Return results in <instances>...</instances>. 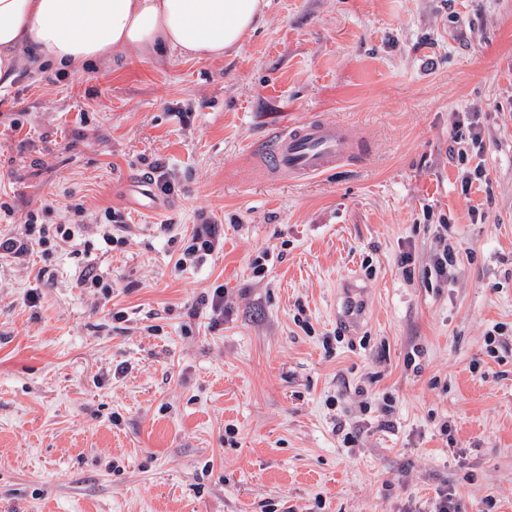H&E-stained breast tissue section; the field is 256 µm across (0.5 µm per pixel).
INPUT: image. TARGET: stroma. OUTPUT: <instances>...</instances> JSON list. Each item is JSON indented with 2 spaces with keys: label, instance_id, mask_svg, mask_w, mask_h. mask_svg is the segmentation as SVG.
<instances>
[{
  "label": "stroma",
  "instance_id": "obj_1",
  "mask_svg": "<svg viewBox=\"0 0 512 512\" xmlns=\"http://www.w3.org/2000/svg\"><path fill=\"white\" fill-rule=\"evenodd\" d=\"M269 2L221 60L0 87L12 229L112 210L131 231L0 258V512H432L442 488L512 512V0ZM311 117L359 157L269 172L262 145ZM153 165L176 189L140 212L123 184ZM205 222L223 252L177 268ZM89 265L109 295L78 287ZM349 279L366 310L347 332Z\"/></svg>",
  "mask_w": 512,
  "mask_h": 512
}]
</instances>
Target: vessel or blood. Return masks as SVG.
Wrapping results in <instances>:
<instances>
[{"label":"vessel or blood","mask_w":512,"mask_h":512,"mask_svg":"<svg viewBox=\"0 0 512 512\" xmlns=\"http://www.w3.org/2000/svg\"><path fill=\"white\" fill-rule=\"evenodd\" d=\"M356 152L347 130L318 118L291 124L263 150L273 171L300 177L326 173Z\"/></svg>","instance_id":"obj_1"}]
</instances>
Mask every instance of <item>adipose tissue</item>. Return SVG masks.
I'll use <instances>...</instances> for the list:
<instances>
[{
  "mask_svg": "<svg viewBox=\"0 0 512 512\" xmlns=\"http://www.w3.org/2000/svg\"><path fill=\"white\" fill-rule=\"evenodd\" d=\"M268 0H0V86L22 63L111 68L130 51L215 60L239 51Z\"/></svg>",
  "mask_w": 512,
  "mask_h": 512,
  "instance_id": "adipose-tissue-1",
  "label": "adipose tissue"
}]
</instances>
